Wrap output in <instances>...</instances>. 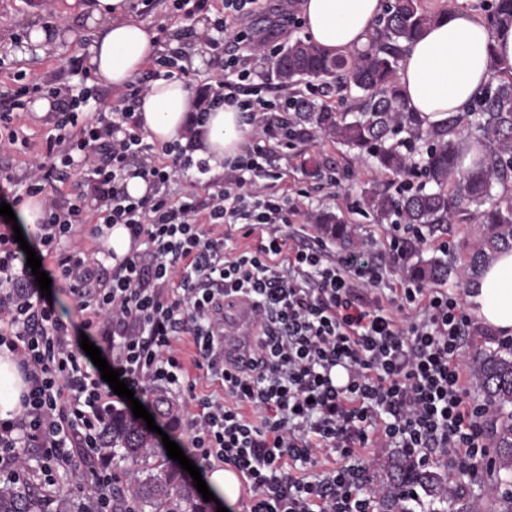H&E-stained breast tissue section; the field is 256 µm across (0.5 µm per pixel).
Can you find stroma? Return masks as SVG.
Wrapping results in <instances>:
<instances>
[{
	"label": "stroma",
	"instance_id": "obj_1",
	"mask_svg": "<svg viewBox=\"0 0 512 512\" xmlns=\"http://www.w3.org/2000/svg\"><path fill=\"white\" fill-rule=\"evenodd\" d=\"M139 18L154 27L161 46H168L172 38H180L186 50H193L196 39L191 22L174 16L166 0H152L149 9L139 11ZM68 22L74 33L72 42L60 49H51L36 56L20 57L15 45L24 40L32 25L56 26ZM93 39V30L85 22L83 13L73 10L68 0H0V52H8L11 65L0 70V90L15 88L17 73H25L27 80L42 81L67 68L71 59H85ZM20 137L28 139L30 148L24 152L1 153L0 170L8 171L15 181H23L29 163L47 136L44 117L29 111L16 123ZM334 168L336 186L322 188L320 181L310 178L306 170L310 159ZM276 163L282 173L274 189L283 194L305 189L316 212H332L344 216L358 229L360 238L369 245L381 247L385 241V227L372 213L360 206L365 189L378 184L394 189L392 178L377 174L372 160L357 156L336 142L316 138L297 141L280 148ZM512 484L501 483L490 473L488 460H480L470 480L465 484V499L477 512H502L507 492Z\"/></svg>",
	"mask_w": 512,
	"mask_h": 512
}]
</instances>
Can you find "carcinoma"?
<instances>
[{
  "mask_svg": "<svg viewBox=\"0 0 512 512\" xmlns=\"http://www.w3.org/2000/svg\"><path fill=\"white\" fill-rule=\"evenodd\" d=\"M481 9L491 27H512V0H481ZM442 15L427 11L420 0H387L366 51L333 57L297 39L275 59L273 74L291 87L315 82L325 95L333 88L356 89L359 96L351 113L297 96L290 104L291 122L303 135L322 136L375 159L386 175L413 173L423 179L418 188L399 196L376 187L364 193L363 204L379 222L398 213L406 224L433 229L458 220L485 225L484 236L468 247L463 262L465 274L476 276L496 254L512 250V74L494 69L496 85L486 88L466 111L450 112L437 124L409 111L395 83L402 48ZM464 137L477 154L468 170L460 168ZM428 184L433 188H426ZM318 221L322 234L339 243L353 240L340 217L322 213ZM414 270L421 281L448 277V266L440 261H420ZM471 368L495 411L491 444L498 470L512 472V351H479L471 358ZM151 405L158 417L175 420L165 395L154 394ZM102 444L112 466L132 475L127 488L112 491V512H207L193 488L168 466L154 435L131 415L112 411ZM382 472V486H419L433 498L444 485L441 473L421 469L400 451L387 459ZM0 512L99 510L93 497L70 494L62 486L48 489L30 476L0 490Z\"/></svg>",
  "mask_w": 512,
  "mask_h": 512,
  "instance_id": "obj_1",
  "label": "carcinoma"
}]
</instances>
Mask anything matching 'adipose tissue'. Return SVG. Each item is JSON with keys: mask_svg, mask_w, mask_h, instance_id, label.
<instances>
[{"mask_svg": "<svg viewBox=\"0 0 512 512\" xmlns=\"http://www.w3.org/2000/svg\"><path fill=\"white\" fill-rule=\"evenodd\" d=\"M384 6L385 0H301L299 11L309 40L336 56L367 45ZM87 24L95 30L88 62L98 83L125 86L160 50L155 32L135 16L132 0H97ZM497 68L512 69V28L495 29L451 11L408 45L397 83L413 111L438 123L465 111ZM195 109L191 88L172 77L151 82L136 113L149 140L171 144L182 140ZM247 131L236 108L209 112L201 143L213 175L223 174L225 161L240 153ZM467 300L483 324L512 335V251L498 253L482 268ZM25 387L15 360L0 354V420L15 416Z\"/></svg>", "mask_w": 512, "mask_h": 512, "instance_id": "1", "label": "adipose tissue"}]
</instances>
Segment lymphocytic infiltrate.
<instances>
[{"label":"lymphocytic infiltrate","mask_w":512,"mask_h":512,"mask_svg":"<svg viewBox=\"0 0 512 512\" xmlns=\"http://www.w3.org/2000/svg\"><path fill=\"white\" fill-rule=\"evenodd\" d=\"M259 2L224 0L215 25L214 50L230 42L244 52L225 57L222 91L201 95L193 123L227 104L254 131L207 198L171 193L180 172L194 170L201 184L210 165L182 146L147 142L133 106L146 85L112 103L54 78L0 93L1 151L18 145L14 121L27 97L52 102L44 152L12 202L40 197L42 271L69 282L84 334L104 337L102 357L135 395L188 394L190 444L202 460L236 471L246 512H377L385 491L370 488L364 449L398 448L422 466L436 456L453 470L485 456L494 409L471 396L464 348L475 324L458 290L412 278L385 285L412 247L434 243L432 228L396 219L383 248L363 243L335 255L313 241L303 200L268 192L280 173L266 142L286 138L294 92L265 99L246 90L279 47L275 35L251 32ZM76 175L84 192L62 198ZM131 176L148 183L144 197L127 193ZM87 224L95 238L124 225L134 250L113 269L110 251L90 259L75 243ZM259 228L266 236L238 247L236 234ZM26 261L13 229L0 231V353L28 382L19 414L0 421V485L32 474L52 486L62 480L111 512L119 478L99 437L114 392ZM233 297L259 315L246 371L224 362V301ZM193 368L220 381L223 397L197 394ZM328 455L335 467L317 471Z\"/></svg>","instance_id":"lymphocytic-infiltrate-1"}]
</instances>
